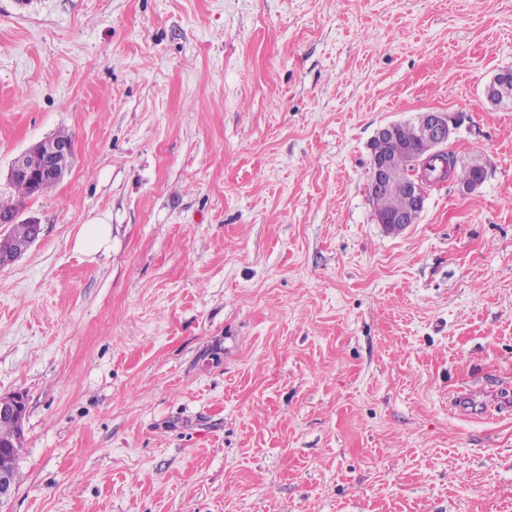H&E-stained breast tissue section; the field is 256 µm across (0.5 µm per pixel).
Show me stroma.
I'll use <instances>...</instances> for the list:
<instances>
[{
    "label": "stroma",
    "mask_w": 512,
    "mask_h": 512,
    "mask_svg": "<svg viewBox=\"0 0 512 512\" xmlns=\"http://www.w3.org/2000/svg\"><path fill=\"white\" fill-rule=\"evenodd\" d=\"M512 0H0V199L64 180L0 268L6 512H512ZM456 115L483 185L386 234L380 126ZM112 226L108 252L75 248ZM512 95V70L499 72L486 88V99L491 105H497ZM51 139H56L58 142L49 143L45 139L13 159L8 169L7 180L25 179L31 184L25 181L10 182L17 195V201L10 204L1 202L0 212L4 209L16 211L18 203L53 189L58 184L54 181L61 182L64 179L74 154L71 146L73 145L72 137L65 132H59ZM37 183L39 185L33 187ZM112 245L111 224H82L77 237L76 248L85 254L107 252ZM512 404L511 392H497L486 399L476 402V393L473 391H462L451 400V407L455 412L464 414L479 413L481 416L500 414L503 410L509 409ZM25 409L23 394L0 395V420H2L0 421V461L2 466L0 468V508L14 493L15 481L6 467L14 470L16 474V461L22 451L20 450L21 452L17 455L12 453V446L17 435L15 424L22 428L24 434L23 421ZM6 420H11L15 424Z\"/></svg>",
    "instance_id": "obj_1"
}]
</instances>
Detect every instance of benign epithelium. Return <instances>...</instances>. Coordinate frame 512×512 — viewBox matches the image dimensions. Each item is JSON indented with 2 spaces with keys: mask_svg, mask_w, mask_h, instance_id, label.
<instances>
[{
  "mask_svg": "<svg viewBox=\"0 0 512 512\" xmlns=\"http://www.w3.org/2000/svg\"><path fill=\"white\" fill-rule=\"evenodd\" d=\"M512 96V70L499 72L486 88V99L496 105ZM414 140L429 151V156L417 161L414 169L403 173V159L406 145L398 137L399 123L381 126L374 136L378 149L370 160V189L374 194L397 188L413 199L416 207L425 206L427 199V164L430 158L447 152L449 141L455 137L459 127L458 119L447 112H421L411 121ZM74 149L67 143L41 141L21 152L12 161L7 179H25L36 185L45 180L62 181L67 174ZM473 174L469 182L462 184L465 191L478 189L486 179L485 165L480 161L472 164ZM25 399L21 393L0 395V420H11L23 426ZM15 489V481L9 469L0 468V506L7 502Z\"/></svg>",
  "mask_w": 512,
  "mask_h": 512,
  "instance_id": "7a95c632",
  "label": "benign epithelium"
}]
</instances>
